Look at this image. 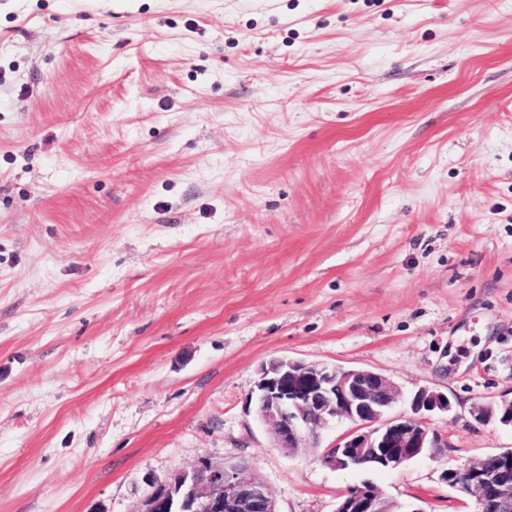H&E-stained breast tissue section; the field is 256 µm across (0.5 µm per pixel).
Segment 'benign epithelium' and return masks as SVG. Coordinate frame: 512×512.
Masks as SVG:
<instances>
[{
	"instance_id": "7a95c632",
	"label": "benign epithelium",
	"mask_w": 512,
	"mask_h": 512,
	"mask_svg": "<svg viewBox=\"0 0 512 512\" xmlns=\"http://www.w3.org/2000/svg\"><path fill=\"white\" fill-rule=\"evenodd\" d=\"M400 398L398 387L380 373L305 362L288 357L261 365L248 400L268 427L272 447L286 455L311 448L320 430L336 418L355 428L323 456L333 469H395L448 447V439L428 427L424 415L446 413L443 393L421 389L412 414L388 419ZM495 417L512 427V400L479 409L482 420ZM447 486L472 498L475 512H512V448L440 474ZM137 512H277L264 481L247 462L227 464L202 456L154 484ZM335 512H425L386 497L364 481L340 496Z\"/></svg>"
}]
</instances>
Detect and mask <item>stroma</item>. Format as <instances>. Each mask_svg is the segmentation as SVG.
<instances>
[{
	"instance_id": "stroma-1",
	"label": "stroma",
	"mask_w": 512,
	"mask_h": 512,
	"mask_svg": "<svg viewBox=\"0 0 512 512\" xmlns=\"http://www.w3.org/2000/svg\"><path fill=\"white\" fill-rule=\"evenodd\" d=\"M288 356L376 371L447 448H272ZM512 0H0V512H137L199 457L279 512L512 448Z\"/></svg>"
}]
</instances>
